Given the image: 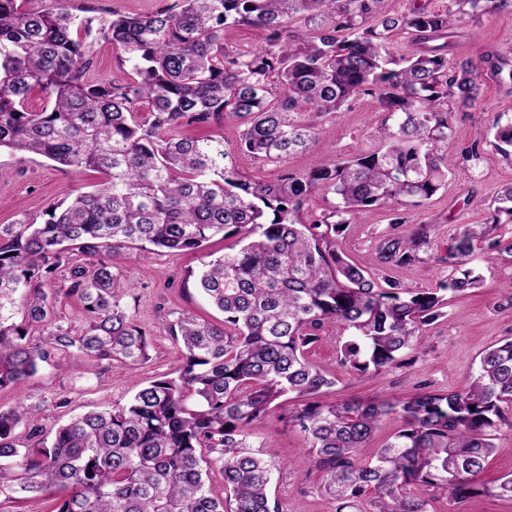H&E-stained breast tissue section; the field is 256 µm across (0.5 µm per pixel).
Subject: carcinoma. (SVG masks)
<instances>
[{"instance_id": "cac0c4a2", "label": "carcinoma", "mask_w": 512, "mask_h": 512, "mask_svg": "<svg viewBox=\"0 0 512 512\" xmlns=\"http://www.w3.org/2000/svg\"><path fill=\"white\" fill-rule=\"evenodd\" d=\"M25 2L0 0V150L104 178L50 203L41 224L0 225V390L84 357L135 371L148 340L121 306L113 257L147 244L196 250L218 235L232 243L198 278L222 322L165 320L185 351L175 376L137 384L125 402L31 444L15 431L39 409L0 406V499L63 491L55 512H283L271 494L274 464L254 450L250 427L291 400L306 404L280 420L305 435L335 512H430L439 491L453 504L512 499V475L475 482L496 451L494 432L512 427V340L483 355L464 391L394 402L317 401L336 377L307 356L338 322L350 332L336 349L341 368L364 375L401 365L422 328L445 315L448 293L480 286L466 264L491 235L485 224L454 239L448 264L460 275L431 289L377 280L338 252L336 235L365 208L423 204L445 186L448 106H473L482 72L449 63V39L464 20L512 0H457V16L425 6L391 16L383 0H172L135 15H81L69 0L32 11ZM229 26L262 29L264 47L225 45ZM398 30L416 38L399 62ZM100 41L135 75L95 79ZM37 87L49 104L34 112L27 102ZM357 96L394 118L376 130L381 148L275 182L242 177L224 141L182 134L241 119L240 149L281 163L319 139V118ZM491 130L509 154L512 121ZM316 193L336 203L304 224L299 214ZM495 202L512 217V185ZM426 246L422 225L384 239L377 259L402 269ZM58 275L67 288L46 289ZM61 292L86 314L78 336L57 317ZM390 415L401 425L371 447ZM214 469L221 493L209 480Z\"/></svg>"}]
</instances>
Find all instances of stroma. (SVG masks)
<instances>
[{
    "label": "stroma",
    "instance_id": "35a3bbf8",
    "mask_svg": "<svg viewBox=\"0 0 512 512\" xmlns=\"http://www.w3.org/2000/svg\"><path fill=\"white\" fill-rule=\"evenodd\" d=\"M512 63V12L496 11L481 17L476 26L464 27L454 40L449 58L482 63L488 56ZM512 120V80L483 76L475 105L453 110L448 154L457 166L444 188L420 206L403 209V223L393 224L384 208L357 214L338 236V250L360 263L372 264L378 276L398 278L408 288L428 289L447 280L451 267L448 247L468 224L490 220L497 193L512 184V155L500 153L486 131L495 118ZM389 116L377 102L359 97L341 112L327 115L325 132L309 151L280 164L266 163L238 151L244 125L235 121L204 128V135L223 140L233 150L240 175L273 182L286 173H303L359 152L376 149L375 130ZM101 175L90 170L70 171L37 156L19 161L0 152V225L42 223L49 203L74 192L91 191ZM430 225V245L421 262L405 270L376 261L377 247L390 235H406L417 225ZM224 240L213 238L196 250L175 255L127 248L114 258L121 303L148 336V358L136 371L92 358L77 369L59 372L45 368L34 377L0 390V406L37 404L41 414L23 423L19 435L31 428L50 429L90 409L103 410L128 399L133 382L146 383L169 374L182 363L180 344L163 327V321L183 313L206 319L221 314L200 293L196 275L204 261L224 252ZM477 264L485 278L481 288L448 297L447 314L425 327L423 346L407 364L363 376L346 372L336 360V347L348 332L336 322L325 325L322 338L310 346L308 356L337 377L326 393L329 401L349 398L406 399L427 390L441 393L465 388L471 371L490 346L512 339V295L501 284L512 279V254L482 247ZM252 440L271 457L277 469L272 492L284 512H335V505L318 491L321 473L313 462L308 442L297 429L269 416L255 422Z\"/></svg>",
    "mask_w": 512,
    "mask_h": 512
}]
</instances>
